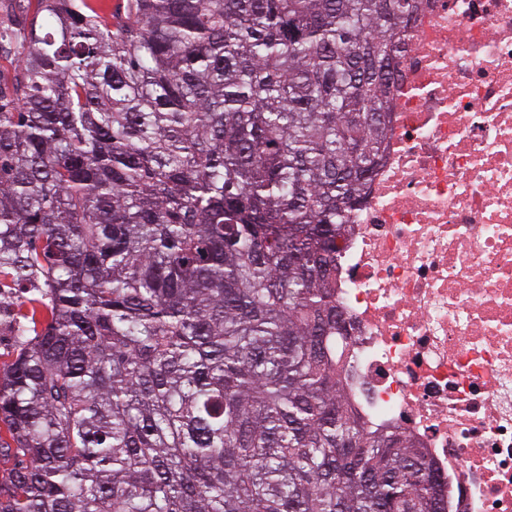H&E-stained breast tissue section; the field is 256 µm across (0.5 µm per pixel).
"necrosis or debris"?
<instances>
[{"label": "necrosis or debris", "mask_w": 512, "mask_h": 512, "mask_svg": "<svg viewBox=\"0 0 512 512\" xmlns=\"http://www.w3.org/2000/svg\"><path fill=\"white\" fill-rule=\"evenodd\" d=\"M336 253L342 381L448 512H512V0H423Z\"/></svg>", "instance_id": "4bbe7bcc"}]
</instances>
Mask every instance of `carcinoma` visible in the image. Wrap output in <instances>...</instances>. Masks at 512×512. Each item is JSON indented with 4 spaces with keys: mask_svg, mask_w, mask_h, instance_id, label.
<instances>
[{
    "mask_svg": "<svg viewBox=\"0 0 512 512\" xmlns=\"http://www.w3.org/2000/svg\"><path fill=\"white\" fill-rule=\"evenodd\" d=\"M422 0L0 21V512H447L341 380L337 240ZM13 307L10 306V316L8 312L0 315V370L6 368L11 363L20 345L17 337L13 336Z\"/></svg>",
    "mask_w": 512,
    "mask_h": 512,
    "instance_id": "1",
    "label": "carcinoma"
}]
</instances>
